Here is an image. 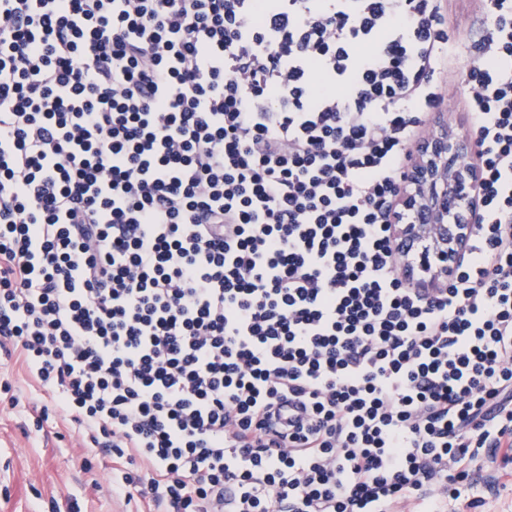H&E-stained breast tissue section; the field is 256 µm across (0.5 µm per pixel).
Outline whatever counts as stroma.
<instances>
[{"instance_id": "obj_1", "label": "stroma", "mask_w": 512, "mask_h": 512, "mask_svg": "<svg viewBox=\"0 0 512 512\" xmlns=\"http://www.w3.org/2000/svg\"><path fill=\"white\" fill-rule=\"evenodd\" d=\"M448 19L459 34L444 77L447 94L461 90L464 54L481 34L479 0H449ZM13 382L21 398L16 408L0 403V512H126L124 502L96 491L112 469L110 459L84 463L74 446L76 425L62 413L33 424L50 397L15 360H0V380Z\"/></svg>"}]
</instances>
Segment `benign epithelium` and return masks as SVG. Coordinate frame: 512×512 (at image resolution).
Returning a JSON list of instances; mask_svg holds the SVG:
<instances>
[{"label":"benign epithelium","instance_id":"7a95c632","mask_svg":"<svg viewBox=\"0 0 512 512\" xmlns=\"http://www.w3.org/2000/svg\"><path fill=\"white\" fill-rule=\"evenodd\" d=\"M471 151L468 142L442 133L429 141L413 175L415 220L399 229L400 244L413 268L429 271V288L456 269L473 232L475 179L457 161Z\"/></svg>","mask_w":512,"mask_h":512}]
</instances>
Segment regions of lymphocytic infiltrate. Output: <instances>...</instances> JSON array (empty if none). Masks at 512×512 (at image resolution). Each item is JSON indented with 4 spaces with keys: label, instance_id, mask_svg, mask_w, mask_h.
<instances>
[{
    "label": "lymphocytic infiltrate",
    "instance_id": "obj_1",
    "mask_svg": "<svg viewBox=\"0 0 512 512\" xmlns=\"http://www.w3.org/2000/svg\"><path fill=\"white\" fill-rule=\"evenodd\" d=\"M0 0V348L155 512H440L512 477V0ZM466 112L467 259L396 227ZM448 19L459 34L454 47L453 58L448 62V71L444 77L447 95L460 93L462 70L465 66L466 45L478 39L481 34V0H448Z\"/></svg>",
    "mask_w": 512,
    "mask_h": 512
}]
</instances>
